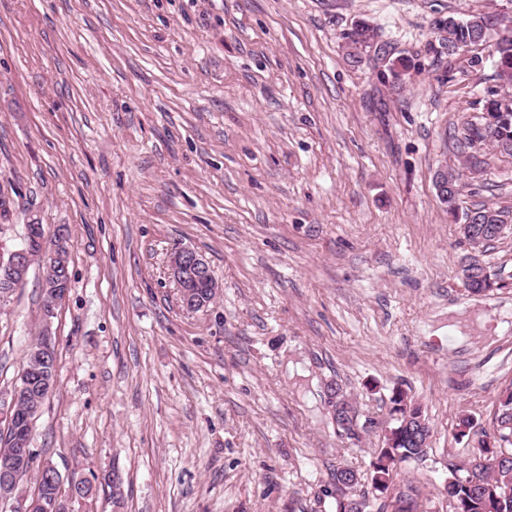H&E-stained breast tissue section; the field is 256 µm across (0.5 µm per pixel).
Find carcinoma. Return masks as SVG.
<instances>
[{
    "label": "carcinoma",
    "mask_w": 512,
    "mask_h": 512,
    "mask_svg": "<svg viewBox=\"0 0 512 512\" xmlns=\"http://www.w3.org/2000/svg\"><path fill=\"white\" fill-rule=\"evenodd\" d=\"M492 25L491 18L485 15H472L466 20L448 18L439 27L441 36L440 45L453 54L456 50L476 46L483 43L487 32ZM377 37L376 28L368 22H361L355 26L348 39L352 46L351 55L358 53V48L371 46ZM499 58L497 61L498 77L506 85L512 84V36L501 39L498 44ZM388 71L393 85L401 86L404 83L408 64L401 58L393 60L388 65ZM490 140L504 151L512 153V112L508 113V121L499 122L495 126H482L473 122H465L462 136L458 139L459 147L473 149L478 144ZM448 181L453 188L448 190V204L446 208L451 213L457 211V201L464 184L453 172H448ZM463 223L460 232L463 238L470 242L474 248H483L500 238L504 220L501 212L490 207L481 206L463 213ZM468 290L475 293L486 292L496 285L492 275L480 273L468 276L465 282ZM390 433L386 443L372 462L373 474L369 490L359 494V473L355 469L348 470L352 483L342 481L343 473L333 472L336 491L341 500L337 506L344 507L348 500H359L366 507L364 512H370L369 507L377 506L376 512H388L389 504L382 500V495L393 482V475L400 464L409 460L423 457L427 448H422L415 440V432L411 427L417 420L425 418L421 407L408 403L400 391L392 392L389 399ZM359 414L357 409L350 408L345 417L338 420L337 429L350 439L359 437ZM485 437L492 439L488 443L479 441L475 455L478 457H491L499 460V469H469L453 465L449 468L450 482L444 486V493L453 512H512V387L505 389L500 396L498 413L491 422V432ZM32 479L40 486V492L47 496L58 494L59 486L45 478L39 466L32 465L19 470L15 480L7 488L0 487V496L15 495L18 487L24 481Z\"/></svg>",
    "instance_id": "cac0c4a2"
}]
</instances>
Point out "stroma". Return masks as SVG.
Instances as JSON below:
<instances>
[{
  "mask_svg": "<svg viewBox=\"0 0 512 512\" xmlns=\"http://www.w3.org/2000/svg\"><path fill=\"white\" fill-rule=\"evenodd\" d=\"M478 14L486 42L447 54L439 23ZM363 21L408 61L402 87L374 49L349 56ZM511 32L512 0H0V252L33 223L70 236L31 446L91 482L71 512H336L332 473L370 486L396 389L433 436L390 490L451 512L448 469L512 385V155L482 144L463 179L460 209L507 223L479 296L435 173L464 169ZM178 247L219 286L196 312L168 276ZM40 304L36 265L0 306V392ZM338 385L372 422L359 439L336 428Z\"/></svg>",
  "mask_w": 512,
  "mask_h": 512,
  "instance_id": "stroma-1",
  "label": "stroma"
}]
</instances>
